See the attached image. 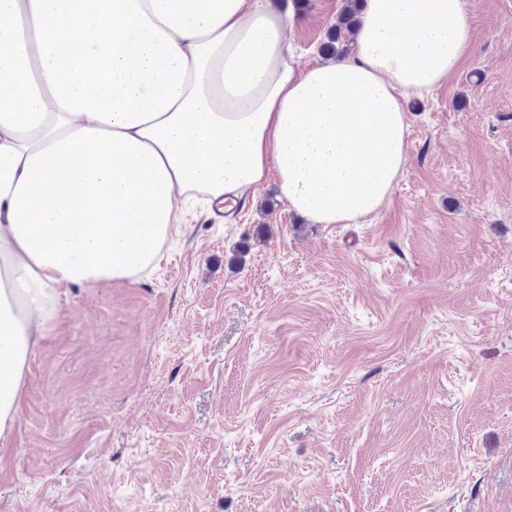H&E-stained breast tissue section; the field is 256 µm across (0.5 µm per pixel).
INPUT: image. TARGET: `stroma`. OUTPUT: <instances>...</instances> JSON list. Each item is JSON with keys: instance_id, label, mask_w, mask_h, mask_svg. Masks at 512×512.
<instances>
[{"instance_id": "35a3bbf8", "label": "stroma", "mask_w": 512, "mask_h": 512, "mask_svg": "<svg viewBox=\"0 0 512 512\" xmlns=\"http://www.w3.org/2000/svg\"><path fill=\"white\" fill-rule=\"evenodd\" d=\"M344 4L288 0L299 68ZM463 6L377 214L309 223L272 178L153 273L62 289L0 512H512V0Z\"/></svg>"}]
</instances>
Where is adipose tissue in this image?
Returning <instances> with one entry per match:
<instances>
[{"instance_id":"1","label":"adipose tissue","mask_w":512,"mask_h":512,"mask_svg":"<svg viewBox=\"0 0 512 512\" xmlns=\"http://www.w3.org/2000/svg\"><path fill=\"white\" fill-rule=\"evenodd\" d=\"M289 24L275 0H0V443L61 289L138 279L273 174L313 223L376 213L402 97L471 46L462 0H364L352 54L300 73Z\"/></svg>"}]
</instances>
